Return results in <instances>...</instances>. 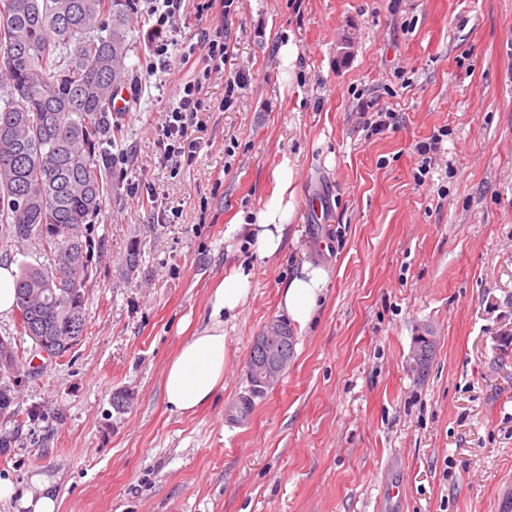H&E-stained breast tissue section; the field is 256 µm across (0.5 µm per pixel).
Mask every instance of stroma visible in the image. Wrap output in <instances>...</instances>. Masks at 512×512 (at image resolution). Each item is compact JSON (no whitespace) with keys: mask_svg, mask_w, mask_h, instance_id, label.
Here are the masks:
<instances>
[{"mask_svg":"<svg viewBox=\"0 0 512 512\" xmlns=\"http://www.w3.org/2000/svg\"><path fill=\"white\" fill-rule=\"evenodd\" d=\"M220 23L226 71L251 82L203 114L178 171L150 131L190 70L112 116L106 151L126 163L94 221L79 345L40 363L16 315L0 317L25 361L0 371L15 397L0 512H24L40 478L56 512H512V0H234L201 20L188 2L182 39ZM369 100L393 114L372 136ZM435 134L424 174L416 146ZM285 158L294 211L265 258L226 229L261 208ZM305 261L329 273L318 319L280 382L254 388L253 339L286 320L278 290ZM240 264L252 289L225 327L224 390L170 413L164 367Z\"/></svg>","mask_w":512,"mask_h":512,"instance_id":"1","label":"stroma"}]
</instances>
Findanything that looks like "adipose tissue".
<instances>
[{"mask_svg": "<svg viewBox=\"0 0 512 512\" xmlns=\"http://www.w3.org/2000/svg\"><path fill=\"white\" fill-rule=\"evenodd\" d=\"M275 188L262 208L233 224L260 256L276 255L283 243L292 212L288 197L294 179L290 159H282L273 173ZM328 282L324 267L303 263L279 291L283 307L294 326L306 328L314 321ZM251 291V275L233 269L208 296V316L180 345L163 372V396L172 413L188 415L210 402L224 388V373L232 351L224 325L236 318Z\"/></svg>", "mask_w": 512, "mask_h": 512, "instance_id": "1", "label": "adipose tissue"}]
</instances>
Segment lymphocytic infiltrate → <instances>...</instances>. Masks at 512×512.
Returning a JSON list of instances; mask_svg holds the SVG:
<instances>
[{
    "instance_id": "lymphocytic-infiltrate-1",
    "label": "lymphocytic infiltrate",
    "mask_w": 512,
    "mask_h": 512,
    "mask_svg": "<svg viewBox=\"0 0 512 512\" xmlns=\"http://www.w3.org/2000/svg\"><path fill=\"white\" fill-rule=\"evenodd\" d=\"M185 0H144L141 10L150 20L148 29L149 60L143 75L132 80L134 88H142L147 77L157 71L179 64L193 68L191 80L180 86L164 108V119L152 135L153 143L161 151L164 164L177 169L186 154L192 130L200 123L203 113L211 111L206 88L213 74L222 72L233 51L223 27L204 34L201 47H186L179 42L175 19L180 15ZM223 73V72H222Z\"/></svg>"
}]
</instances>
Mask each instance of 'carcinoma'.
<instances>
[{
	"label": "carcinoma",
	"instance_id": "carcinoma-1",
	"mask_svg": "<svg viewBox=\"0 0 512 512\" xmlns=\"http://www.w3.org/2000/svg\"><path fill=\"white\" fill-rule=\"evenodd\" d=\"M133 0H0V247L35 241L16 312L64 358L85 330L93 220L112 193L100 146L129 76ZM109 59L112 73L101 67Z\"/></svg>",
	"mask_w": 512,
	"mask_h": 512
}]
</instances>
